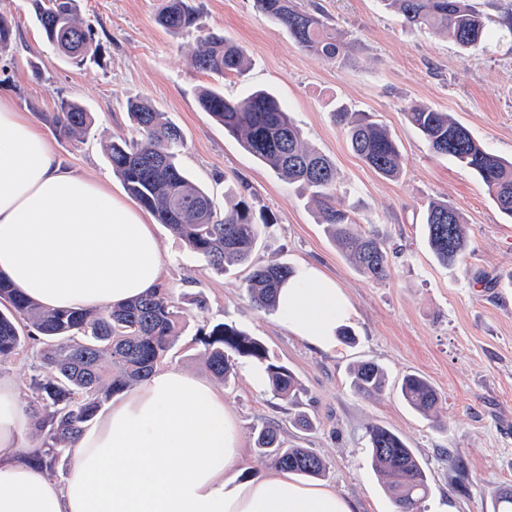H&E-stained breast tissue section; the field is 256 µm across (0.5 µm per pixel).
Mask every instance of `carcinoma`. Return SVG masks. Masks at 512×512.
<instances>
[{"instance_id": "obj_1", "label": "carcinoma", "mask_w": 512, "mask_h": 512, "mask_svg": "<svg viewBox=\"0 0 512 512\" xmlns=\"http://www.w3.org/2000/svg\"><path fill=\"white\" fill-rule=\"evenodd\" d=\"M405 24L451 38L464 51L475 50L492 36L491 20L472 9L467 0H385ZM258 11L285 29L304 51L336 60L346 51L336 27L323 15L301 8L299 0H254ZM36 20L58 54L78 66L98 56L92 29L79 18L80 0H30ZM197 11L187 0H166L159 24L172 33L200 30ZM13 28L0 13V55L11 47ZM194 66L218 76H240L246 69L245 51L215 33L201 34L192 53ZM198 102L257 160L280 177L297 184L316 206L318 223L352 266L363 276L382 280L389 265L384 242L361 235L350 212L339 203L336 168L322 152L306 143L287 108L272 93L256 90L227 98L204 88ZM130 119L138 138L114 140L106 146L112 172L127 192L159 223L217 274L243 267L250 300L274 311L277 293L293 268L276 261L255 264L252 255L262 232L273 224L263 216L256 222L244 197L217 212L214 197L194 184L176 162L183 135L179 126L147 101L129 103ZM407 121L438 156L453 159L482 182L499 212L512 217V160L489 152L448 113L413 105ZM334 122L343 130L349 148L380 176L395 180L403 170V153L383 124L362 112L339 106ZM54 134L80 141L94 123L79 101L62 99L50 120ZM428 248L440 264L453 267L468 249L462 214L445 202L432 201L424 217ZM186 324V312L164 285L118 307L99 310H48L14 291L0 279V363L25 347L37 351L39 364L30 378L28 402L33 435L39 445L24 459L56 476L55 463L94 421L110 398L147 380L177 345ZM199 342L213 376L227 382L237 374L236 359L262 365L273 395L290 400L299 390L294 373L272 359L257 338L232 325L203 327ZM356 395L370 398L385 389L384 371L373 362H361L350 371ZM403 402L438 421V393L418 374L403 377ZM258 454L274 468L308 478L325 475L324 460L309 448L288 446L273 424L254 431ZM370 457L386 479L395 512H425L430 493L426 469L395 432L373 427L369 431Z\"/></svg>"}]
</instances>
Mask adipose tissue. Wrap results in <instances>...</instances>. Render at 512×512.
Masks as SVG:
<instances>
[{"label": "adipose tissue", "mask_w": 512, "mask_h": 512, "mask_svg": "<svg viewBox=\"0 0 512 512\" xmlns=\"http://www.w3.org/2000/svg\"><path fill=\"white\" fill-rule=\"evenodd\" d=\"M147 219L99 181L67 169L46 135L0 103V277L47 309H103L162 282ZM280 323L331 351L352 307L303 262L281 288ZM29 418L0 377V512H352L322 481L270 470L243 478L244 450L223 388L177 368L116 398L51 480L21 457Z\"/></svg>", "instance_id": "1"}]
</instances>
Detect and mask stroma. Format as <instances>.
Returning <instances> with one entry per match:
<instances>
[{
	"label": "stroma",
	"mask_w": 512,
	"mask_h": 512,
	"mask_svg": "<svg viewBox=\"0 0 512 512\" xmlns=\"http://www.w3.org/2000/svg\"><path fill=\"white\" fill-rule=\"evenodd\" d=\"M163 2L81 0L80 16L92 27L102 58L79 68L48 43L28 0H0V12L15 20L11 47L0 56V100L46 132L60 99L84 104L95 118L84 140L55 137L51 145L67 168L104 180L118 195L125 189L103 146L134 137L127 103L148 100L181 127V166L216 204L244 186L254 211L273 218L254 261L315 263L347 296L348 324L357 337L355 345L341 343L332 352L312 348L252 303L244 268L213 273L158 224L160 249L171 258L166 284L175 296L199 294L207 302L204 312L188 316L167 366L211 380L196 333L223 322L258 337L294 372L300 392L292 403L255 391L241 375L224 386L247 476L268 469L252 429L273 422L288 443L325 460V482L356 512H394L369 454L368 432L380 426L398 433L425 465L431 487L426 512H494L496 492L512 487V219L498 211L474 174L432 153L405 111L425 104L448 113L488 150L512 159V0H470L492 19L493 36L485 49L469 54L451 39L407 27L382 0H301L341 33L347 50L332 61L302 51L254 0H188L205 29L245 49L250 66L241 78L199 71L191 62L196 32H167L157 21ZM205 87L228 98L262 88L286 104L305 142L335 165L340 201L361 231L386 240L388 279L359 274L318 224L298 185L280 179L200 109L197 95ZM339 104L387 126L405 157L399 179L381 177L351 151L332 118ZM432 201L448 203L465 219L469 248L461 267L441 266L425 243L422 222ZM361 361L385 371L381 396L367 400L353 392L349 369ZM410 373L436 389L438 421L401 401L398 386ZM301 415L311 429L297 427Z\"/></svg>",
	"instance_id": "1"
}]
</instances>
